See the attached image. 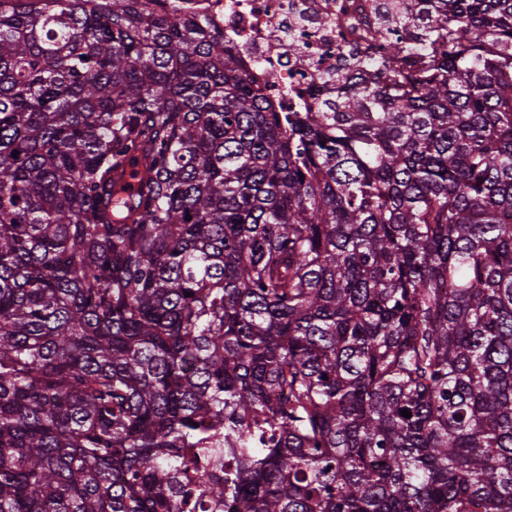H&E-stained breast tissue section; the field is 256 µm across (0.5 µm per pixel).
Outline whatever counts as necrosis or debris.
Masks as SVG:
<instances>
[{"label": "necrosis or debris", "instance_id": "obj_1", "mask_svg": "<svg viewBox=\"0 0 512 512\" xmlns=\"http://www.w3.org/2000/svg\"><path fill=\"white\" fill-rule=\"evenodd\" d=\"M377 0H154L159 12L209 26L245 64L280 112H314L336 96L334 76L371 79L397 28L378 21ZM328 81L314 86L312 71Z\"/></svg>", "mask_w": 512, "mask_h": 512}]
</instances>
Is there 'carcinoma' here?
<instances>
[{"label": "carcinoma", "instance_id": "1", "mask_svg": "<svg viewBox=\"0 0 512 512\" xmlns=\"http://www.w3.org/2000/svg\"><path fill=\"white\" fill-rule=\"evenodd\" d=\"M410 5L277 112L203 24L0 0V512H192L189 449L229 512H512V0Z\"/></svg>", "mask_w": 512, "mask_h": 512}]
</instances>
